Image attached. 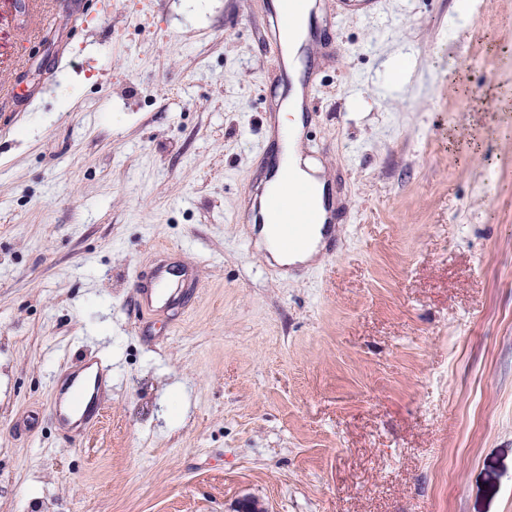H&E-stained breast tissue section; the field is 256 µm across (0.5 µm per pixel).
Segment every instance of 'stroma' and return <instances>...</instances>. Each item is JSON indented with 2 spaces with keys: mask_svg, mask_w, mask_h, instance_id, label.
<instances>
[{
  "mask_svg": "<svg viewBox=\"0 0 512 512\" xmlns=\"http://www.w3.org/2000/svg\"><path fill=\"white\" fill-rule=\"evenodd\" d=\"M275 3L0 0V512H512V0L320 27L336 241L289 271L237 221ZM159 259L201 287L147 319ZM83 356L112 389L74 433ZM86 398V390L83 385L76 386L68 399L67 409L62 405L61 400L56 395L53 406V415L59 424L68 422V413L76 414L81 411ZM68 411V412H67Z\"/></svg>",
  "mask_w": 512,
  "mask_h": 512,
  "instance_id": "35a3bbf8",
  "label": "stroma"
}]
</instances>
